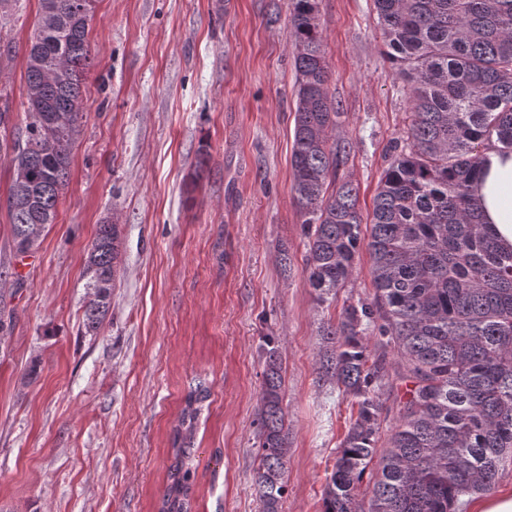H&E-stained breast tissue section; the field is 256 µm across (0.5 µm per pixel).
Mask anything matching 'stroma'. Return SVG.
I'll list each match as a JSON object with an SVG mask.
<instances>
[{
  "mask_svg": "<svg viewBox=\"0 0 512 512\" xmlns=\"http://www.w3.org/2000/svg\"><path fill=\"white\" fill-rule=\"evenodd\" d=\"M273 0H96L84 118L54 224L20 267L0 152V512H158L188 385L206 380L192 512H260L252 475L267 340L283 360L288 491L282 512H321L357 415L320 378L322 322L373 294L360 253L335 302L304 269L293 198V46ZM330 91L352 148L339 178L363 221L410 117L372 0H319ZM40 0L0 26V96L24 127L26 52ZM207 151L202 176L194 171ZM122 230L112 304L86 334L83 279L103 220ZM290 273H283L280 253ZM36 378H27L29 367Z\"/></svg>",
  "mask_w": 512,
  "mask_h": 512,
  "instance_id": "obj_1",
  "label": "stroma"
}]
</instances>
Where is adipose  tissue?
I'll return each instance as SVG.
<instances>
[{"mask_svg": "<svg viewBox=\"0 0 512 512\" xmlns=\"http://www.w3.org/2000/svg\"><path fill=\"white\" fill-rule=\"evenodd\" d=\"M486 223L504 247H512V153H492L476 184Z\"/></svg>", "mask_w": 512, "mask_h": 512, "instance_id": "adipose-tissue-1", "label": "adipose tissue"}]
</instances>
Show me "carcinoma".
<instances>
[{"instance_id": "cac0c4a2", "label": "carcinoma", "mask_w": 512, "mask_h": 512, "mask_svg": "<svg viewBox=\"0 0 512 512\" xmlns=\"http://www.w3.org/2000/svg\"><path fill=\"white\" fill-rule=\"evenodd\" d=\"M94 0H41L26 56L24 129L0 106V150L12 151L8 207L16 251L35 250L55 222L83 119L93 58ZM389 59L406 83L410 123L391 145L361 237L358 189L337 187L351 146L340 126L323 50L318 0H287L296 71L292 190L307 237L317 301H336L356 256L371 261V299L347 300L320 327L318 373L355 399L322 512H458L512 462V249L482 219L472 184L488 153L512 151V0H373ZM121 229L97 226L83 278V326L101 328L120 272ZM375 331L376 350L364 342ZM397 357L395 378L386 355ZM409 382L378 451L384 388ZM210 396L187 393L171 439L159 512H191L196 428ZM256 419L252 486L261 512H281L288 482L282 360L268 343ZM377 467H372L373 461ZM369 475L367 505L359 500Z\"/></svg>"}]
</instances>
